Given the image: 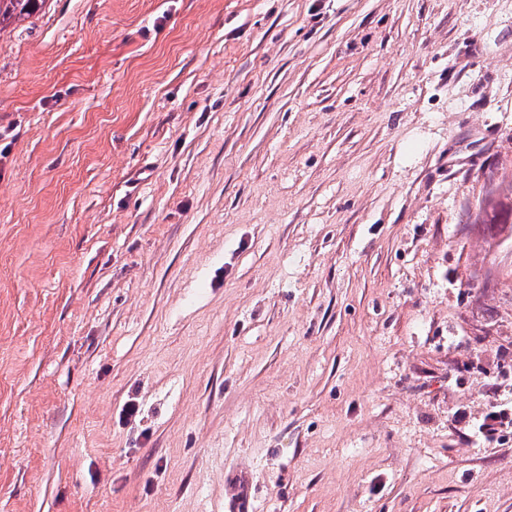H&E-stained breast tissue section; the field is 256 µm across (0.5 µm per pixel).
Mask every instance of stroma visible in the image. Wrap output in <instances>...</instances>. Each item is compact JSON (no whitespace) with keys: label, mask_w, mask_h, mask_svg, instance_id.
I'll use <instances>...</instances> for the list:
<instances>
[{"label":"stroma","mask_w":512,"mask_h":512,"mask_svg":"<svg viewBox=\"0 0 512 512\" xmlns=\"http://www.w3.org/2000/svg\"><path fill=\"white\" fill-rule=\"evenodd\" d=\"M1 148L0 512H512V0H49Z\"/></svg>","instance_id":"obj_1"}]
</instances>
